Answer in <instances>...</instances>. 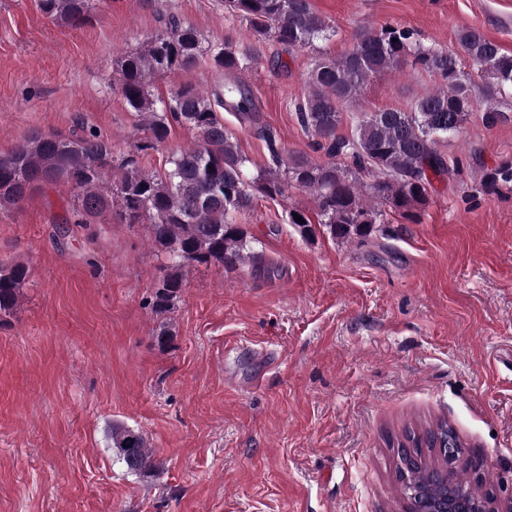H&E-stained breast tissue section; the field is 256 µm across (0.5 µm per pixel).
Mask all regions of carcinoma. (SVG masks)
Masks as SVG:
<instances>
[{
	"instance_id": "obj_1",
	"label": "carcinoma",
	"mask_w": 512,
	"mask_h": 512,
	"mask_svg": "<svg viewBox=\"0 0 512 512\" xmlns=\"http://www.w3.org/2000/svg\"><path fill=\"white\" fill-rule=\"evenodd\" d=\"M39 7L53 20L78 25L90 17L92 3L39 0ZM224 9L248 24V45H206L194 27L172 15L164 29L117 61L119 90L144 131L130 151L115 155L108 137L82 126L68 135L32 131L11 153L0 155V206H17L33 188L64 181L74 196V220L65 223L103 218L110 224L115 214L122 224L148 225L153 244L168 257L152 297L156 313L170 311L180 297L183 268L257 262L259 255L246 231L229 217L252 211L258 197H281L287 187L304 192L313 199L318 223L331 238L364 242L375 225L385 223L382 207L416 224L429 204L432 180L459 172V160L441 154L437 145L460 132L474 104L484 106L482 120L488 126L512 121V113L500 107L512 90V54L480 30L458 32V54L422 44L413 30L401 25L363 26L342 57L312 59L309 93L294 105L312 150L324 159L305 152L287 154L261 123L255 95L240 73L258 60L269 41L310 48L333 36L335 29L310 0H224ZM203 59L223 74L209 91L185 85L166 100L153 96L155 75L193 68ZM408 60L434 77L437 87L407 111L389 107L363 112L351 133L342 134L343 106L359 99L367 79ZM226 112L242 130L266 142L267 161L252 179L244 174L249 159L239 150L235 133L224 126ZM174 124L193 131L196 141L169 155L163 170L146 169L143 158L166 141ZM480 184L492 190L512 185V160L483 170ZM296 214L302 222L295 221ZM286 220L302 238L311 237L312 219L306 209L289 207ZM27 278L24 264L0 263V315L14 310ZM442 439L456 440L446 422L422 435L405 432L404 440L416 453L409 481L423 489L445 473L448 487L481 503L492 500V491L479 493L471 482L458 478L467 471L465 463L446 470L422 456L421 449L436 448ZM112 447L132 472L152 465L151 449L135 428L112 427ZM407 482L401 481L404 495Z\"/></svg>"
}]
</instances>
